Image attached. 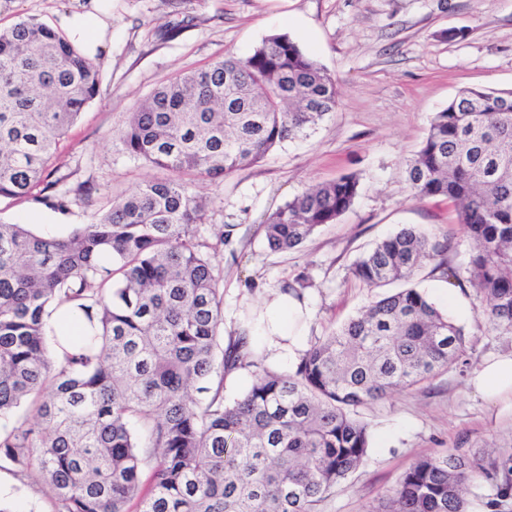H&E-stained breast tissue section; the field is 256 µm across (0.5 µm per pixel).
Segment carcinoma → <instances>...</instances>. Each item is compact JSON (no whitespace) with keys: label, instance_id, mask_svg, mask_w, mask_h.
<instances>
[{"label":"carcinoma","instance_id":"1","mask_svg":"<svg viewBox=\"0 0 512 512\" xmlns=\"http://www.w3.org/2000/svg\"><path fill=\"white\" fill-rule=\"evenodd\" d=\"M99 92L94 61L35 18L0 30V198L68 210L57 145ZM336 80L285 34L243 56L160 83L118 135L127 154L171 173L106 205L67 236L0 221V464L37 473L58 512H318L371 444L352 410L468 365L464 328L410 285L428 261L453 284L447 246L415 227L377 242L351 267L370 288L406 287L317 337L284 374L248 360L250 337L221 344L224 225L200 234L210 202L196 192L306 138L336 112ZM418 200L455 207L471 246L467 282L487 322L512 333V91L466 90L434 113L406 165ZM359 177L317 184L268 215L265 245L296 249L333 224ZM60 308L87 326L50 353ZM255 367L224 400V373ZM502 475L490 512L512 499V455L426 456L406 469L382 512H468V486Z\"/></svg>","mask_w":512,"mask_h":512}]
</instances>
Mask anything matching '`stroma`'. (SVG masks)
<instances>
[{
    "label": "stroma",
    "mask_w": 512,
    "mask_h": 512,
    "mask_svg": "<svg viewBox=\"0 0 512 512\" xmlns=\"http://www.w3.org/2000/svg\"><path fill=\"white\" fill-rule=\"evenodd\" d=\"M91 12L105 23L94 61L99 94L61 140L53 165L60 190L93 184L67 212L33 200H0V220L63 229L89 223L106 197L130 192L161 172L125 153L117 131L141 99L172 75L229 54L244 55L264 37L285 33L335 79L338 106L306 139L286 143L202 192L209 221L231 228L223 267L224 335L250 327L254 358L291 372L296 357L277 353L267 336L271 303L306 276L300 346L338 330L376 289L350 273L375 242L415 226L447 243L449 266L465 273L469 244L447 201L416 200L406 181L431 118L460 89L512 90V0H0V26L34 17L62 29L64 17ZM181 22L169 33L165 25ZM354 173L352 208L318 228L300 247L265 246L267 216L310 185ZM413 286L469 338L471 365L512 353V333L486 325V301L470 285L456 289L434 263ZM460 369L358 407L372 432L363 464L336 485L318 512H381L401 473L418 458L455 449L512 455V403H491ZM21 512H56L53 494L33 479L0 470Z\"/></svg>",
    "instance_id": "35a3bbf8"
}]
</instances>
